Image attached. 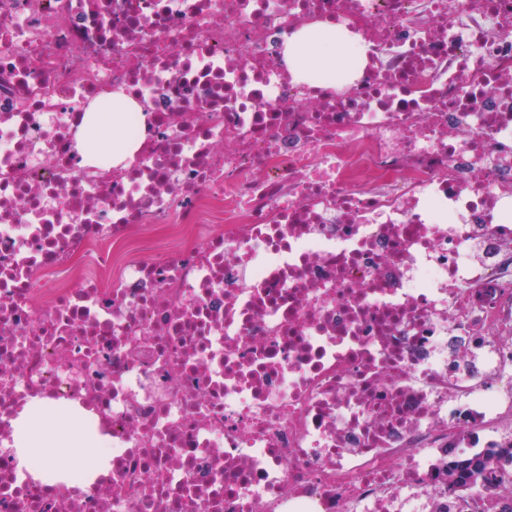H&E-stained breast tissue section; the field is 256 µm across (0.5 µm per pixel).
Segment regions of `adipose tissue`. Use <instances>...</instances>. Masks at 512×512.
Listing matches in <instances>:
<instances>
[{
	"label": "adipose tissue",
	"instance_id": "ef3b65f1",
	"mask_svg": "<svg viewBox=\"0 0 512 512\" xmlns=\"http://www.w3.org/2000/svg\"><path fill=\"white\" fill-rule=\"evenodd\" d=\"M365 46L331 23L297 30L284 44V59L294 79L307 84H335L337 68L355 73ZM141 127L136 105L122 94L101 97L87 111L80 150L102 163L121 164L131 157L132 137ZM15 453L20 467L48 485L83 489L110 472L112 440L76 411L46 400H33L15 423Z\"/></svg>",
	"mask_w": 512,
	"mask_h": 512
}]
</instances>
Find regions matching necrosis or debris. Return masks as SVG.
<instances>
[{
	"instance_id": "4bbe7bcc",
	"label": "necrosis or debris",
	"mask_w": 512,
	"mask_h": 512,
	"mask_svg": "<svg viewBox=\"0 0 512 512\" xmlns=\"http://www.w3.org/2000/svg\"><path fill=\"white\" fill-rule=\"evenodd\" d=\"M319 22L362 76L293 79ZM35 399L111 437L90 489L18 470ZM510 422L512 0H0V512H447ZM365 51L359 40L325 22L294 32L283 54L296 81L336 85V67H343L347 78L363 66ZM135 103L119 93L99 99L86 112L80 150L93 159L119 165L132 157L134 134L141 131ZM143 245L158 248L172 243L173 238L164 224H144L138 230Z\"/></svg>"
}]
</instances>
